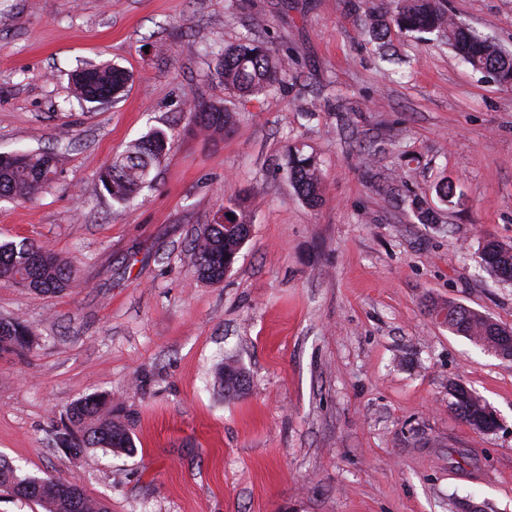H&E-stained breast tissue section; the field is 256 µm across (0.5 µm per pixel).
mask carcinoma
I'll return each mask as SVG.
<instances>
[{"instance_id":"cac0c4a2","label":"carcinoma","mask_w":512,"mask_h":512,"mask_svg":"<svg viewBox=\"0 0 512 512\" xmlns=\"http://www.w3.org/2000/svg\"><path fill=\"white\" fill-rule=\"evenodd\" d=\"M447 0H396L393 22L409 33H435L448 40L453 52L472 70L493 77L497 82L512 85V56L497 45L482 38L450 17ZM368 22L365 32L383 38L388 25L377 6H367ZM214 76L224 87L240 98L260 96L282 81L288 62L267 43L246 37L240 43L221 48L214 53ZM98 76V85L88 86L77 79L70 81L71 96L80 103H91L95 92L112 90V99L126 94L128 73L111 64L91 65ZM231 113L222 105L199 102L187 113L183 132L187 136L222 134L231 125ZM172 148V137L162 129H153L132 142L100 174L103 190L112 200L126 206L140 192L151 186L152 172ZM55 173V158L49 152L0 153V198L30 200L51 180ZM285 176L298 196L309 206L322 202V182L315 156L294 148L289 150ZM224 220L206 224L190 242V256L198 278L218 284L224 279V265L236 261L249 237L250 224L244 214L237 212L233 200L224 207ZM481 264L494 279L512 271V244L487 239L480 251ZM77 269L64 261L49 247L28 240L0 244V280L22 285L40 294H59L72 287ZM435 319L448 326L456 335L493 352L506 343V327L484 314L454 301L432 308ZM35 344L34 333L23 321L0 320V352L19 356L30 352ZM229 358L216 371V381L230 396L246 391L247 380L232 365ZM452 406L457 414L477 430H490L496 425L494 413L487 403L461 383L449 385ZM127 414L120 406L112 405L107 395L80 398L69 406L61 427L54 434L82 454L89 448H107L116 454L131 455L135 451L127 428ZM32 477L7 461L0 460V487L17 497L29 499L27 485ZM68 484L61 478H43L40 503L46 512H108L106 506L87 495L72 502L60 495L59 487Z\"/></svg>"}]
</instances>
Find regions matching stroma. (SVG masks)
<instances>
[{
    "label": "stroma",
    "mask_w": 512,
    "mask_h": 512,
    "mask_svg": "<svg viewBox=\"0 0 512 512\" xmlns=\"http://www.w3.org/2000/svg\"><path fill=\"white\" fill-rule=\"evenodd\" d=\"M446 6L512 50V0ZM365 9L0 0V152L56 157L32 200H0V242L46 245L78 268L57 295L0 283V318L38 339L27 357L0 354V458L109 512H512V359L429 313L451 300L512 327V283L479 258L485 238L512 243V88L395 27L379 45ZM247 35L288 70L240 100L203 43ZM88 63L129 72L118 103L71 97L68 76ZM200 98L230 107L224 136H184ZM155 128L173 149L118 207L99 176ZM295 145L320 164L319 207L282 172ZM446 178L462 204L440 199ZM231 194L251 232L212 285L188 244ZM229 357L248 378L240 396L213 385ZM452 382L487 402L495 428L454 413ZM93 394L122 403L134 455L53 446V423Z\"/></svg>",
    "instance_id": "1"
}]
</instances>
